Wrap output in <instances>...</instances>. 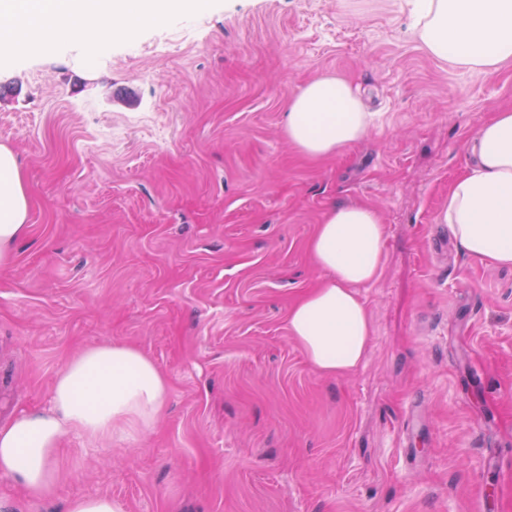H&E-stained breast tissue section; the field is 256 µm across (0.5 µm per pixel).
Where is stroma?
I'll list each match as a JSON object with an SVG mask.
<instances>
[{"mask_svg": "<svg viewBox=\"0 0 512 512\" xmlns=\"http://www.w3.org/2000/svg\"><path fill=\"white\" fill-rule=\"evenodd\" d=\"M340 75L375 115L343 153L286 134L289 99ZM512 110V63L427 53L408 0H205L98 51L0 61V144L30 198L0 266V424L45 410L69 356L124 343L169 393L153 427L64 435L48 499L0 474L12 512L108 495L126 512H512V269L437 224L467 144ZM335 203L386 227L364 365L316 374L288 311L324 276L307 243Z\"/></svg>", "mask_w": 512, "mask_h": 512, "instance_id": "35a3bbf8", "label": "stroma"}]
</instances>
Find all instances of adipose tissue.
<instances>
[{
	"instance_id": "adipose-tissue-1",
	"label": "adipose tissue",
	"mask_w": 512,
	"mask_h": 512,
	"mask_svg": "<svg viewBox=\"0 0 512 512\" xmlns=\"http://www.w3.org/2000/svg\"><path fill=\"white\" fill-rule=\"evenodd\" d=\"M199 0H0V56L28 38H80L97 50L115 34L159 22ZM421 40L436 57L468 69L495 71L512 61V0H414ZM374 120L347 80L322 76L288 102L286 132L305 155H337L360 141ZM473 161L448 188L438 223L448 225L468 256L512 265V111L495 113L468 143ZM29 199L14 152L0 145V266L28 230ZM386 229L364 203L329 206L307 244L324 271L288 312V331L311 368L337 377L358 370L373 333L359 286L382 271ZM168 382L155 362L127 344L85 347L55 380L52 405L24 411L0 426V472L29 497H50L60 481L52 458L62 437L93 442L130 440L162 413Z\"/></svg>"
}]
</instances>
